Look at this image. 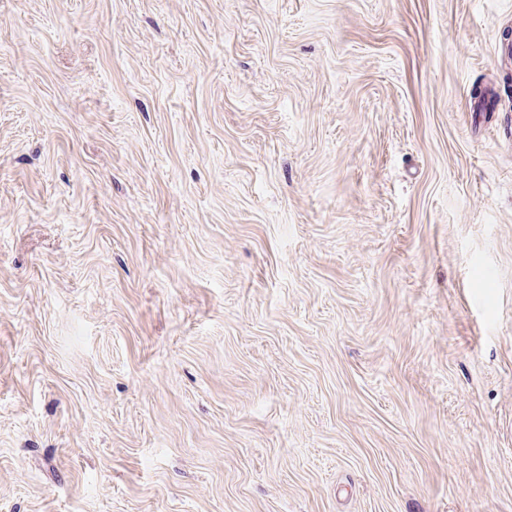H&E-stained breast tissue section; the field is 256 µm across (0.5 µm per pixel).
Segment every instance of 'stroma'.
<instances>
[{
  "label": "stroma",
  "instance_id": "obj_1",
  "mask_svg": "<svg viewBox=\"0 0 512 512\" xmlns=\"http://www.w3.org/2000/svg\"><path fill=\"white\" fill-rule=\"evenodd\" d=\"M508 29L0 0V512H512Z\"/></svg>",
  "mask_w": 512,
  "mask_h": 512
}]
</instances>
